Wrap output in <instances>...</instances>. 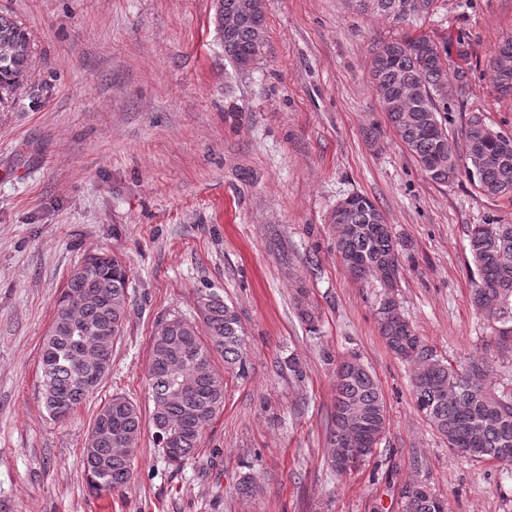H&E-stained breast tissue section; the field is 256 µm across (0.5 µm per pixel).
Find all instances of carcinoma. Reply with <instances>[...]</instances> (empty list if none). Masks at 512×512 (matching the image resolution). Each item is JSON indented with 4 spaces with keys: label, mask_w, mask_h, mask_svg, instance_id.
Returning a JSON list of instances; mask_svg holds the SVG:
<instances>
[{
    "label": "carcinoma",
    "mask_w": 512,
    "mask_h": 512,
    "mask_svg": "<svg viewBox=\"0 0 512 512\" xmlns=\"http://www.w3.org/2000/svg\"><path fill=\"white\" fill-rule=\"evenodd\" d=\"M398 26L418 24L415 0H356ZM253 7V21L230 35L219 36L224 54L239 68L262 54L254 25L266 26L264 0H216L214 25L226 13ZM32 63L28 33L16 21L0 15V104L7 102L27 78ZM494 91L512 99V37L489 60ZM370 74L385 118L433 182L451 184L464 176L487 196L512 194V134L496 129L475 112L461 130L460 141L449 139L448 104L435 98L437 89L455 79L468 87V72L448 67V46L425 34L406 33L372 46ZM419 84L424 94L406 100L402 89ZM493 155L497 161L485 164ZM330 223L339 225L336 254L356 278H376L386 288L377 309L380 335L397 358L415 366L412 394L416 409L448 443V448H472L475 460L503 459L512 463V390L488 383L485 361L456 369L440 359L417 336L392 294L398 287L400 239L385 223L376 204L353 194L336 205ZM473 276L471 303L488 321L490 333L512 342V224H472L467 229ZM205 325L174 315L161 321L151 340L148 377L153 409L150 422L155 445L164 460L181 468L199 455L205 425L224 410V379L213 360L240 378L248 374L244 329L234 306L216 291L199 296ZM131 306L127 274L115 256L99 253L82 261L70 274L55 306L52 323L40 349L43 404L51 419L65 420L96 391L85 378L100 372L99 358L112 359V343L124 330ZM107 366L101 379H106ZM335 399L326 427L328 465L336 468L339 448H357L358 464L373 453L389 425L387 404L370 370L355 358L336 366ZM142 429L138 407L115 394L97 413L82 450L84 476L92 492L120 489L134 475ZM405 512H445L443 500L426 484L403 490Z\"/></svg>",
    "instance_id": "cac0c4a2"
}]
</instances>
